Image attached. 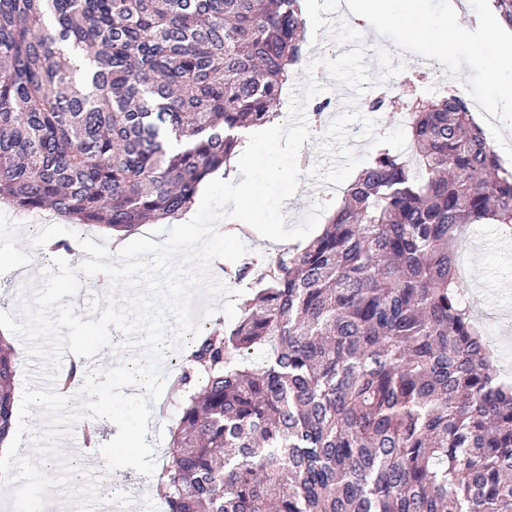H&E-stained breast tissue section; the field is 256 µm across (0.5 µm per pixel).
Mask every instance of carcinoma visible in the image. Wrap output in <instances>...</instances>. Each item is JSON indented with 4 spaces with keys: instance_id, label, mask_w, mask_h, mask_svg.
Returning <instances> with one entry per match:
<instances>
[{
    "instance_id": "1",
    "label": "carcinoma",
    "mask_w": 512,
    "mask_h": 512,
    "mask_svg": "<svg viewBox=\"0 0 512 512\" xmlns=\"http://www.w3.org/2000/svg\"><path fill=\"white\" fill-rule=\"evenodd\" d=\"M305 30L301 0H0V202L181 215L280 116ZM415 99L413 161L380 146L321 234L228 272L254 302L187 346L167 512H512V382L459 279L468 225L512 231V169L464 100ZM15 374L0 342V440Z\"/></svg>"
}]
</instances>
